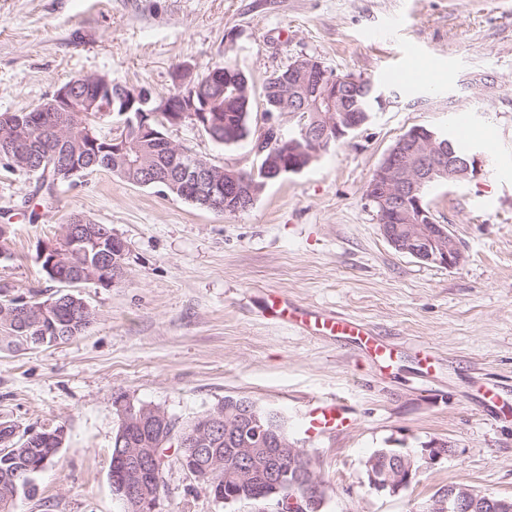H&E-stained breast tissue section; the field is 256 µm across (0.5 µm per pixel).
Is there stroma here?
<instances>
[{"label":"stroma","mask_w":512,"mask_h":512,"mask_svg":"<svg viewBox=\"0 0 512 512\" xmlns=\"http://www.w3.org/2000/svg\"><path fill=\"white\" fill-rule=\"evenodd\" d=\"M411 55L427 60L426 80L403 76ZM302 57L373 82L387 105L304 170L269 181L247 210H201L105 171L49 202L34 177L0 167V302L56 292L38 254L59 242L68 213L110 225L127 246L120 282L81 288L94 313L81 336L0 344V422L66 431L17 512H123L108 479L121 395L183 421L227 396L280 412L318 460L322 512H422L452 483L512 497V167L427 188L464 253L452 268L396 251L366 195L414 127L456 137L464 118L512 154V0H0V112L31 110L94 74L166 96L180 67L198 77L232 65L258 94ZM265 120L253 113L251 136L232 145L186 124L169 136L248 169ZM273 294L365 324L391 359L269 319ZM325 399L352 423L308 436L304 416ZM432 441L448 448L409 488L368 490L376 450L418 455ZM165 479L156 512H257L216 502L178 465Z\"/></svg>","instance_id":"stroma-1"}]
</instances>
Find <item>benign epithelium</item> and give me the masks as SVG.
Returning <instances> with one entry per match:
<instances>
[{"label":"benign epithelium","mask_w":512,"mask_h":512,"mask_svg":"<svg viewBox=\"0 0 512 512\" xmlns=\"http://www.w3.org/2000/svg\"><path fill=\"white\" fill-rule=\"evenodd\" d=\"M176 81L180 94L153 96L143 86H132L106 76L89 75L61 85L52 96L37 106L36 111L52 120L51 130L58 143L68 139L65 113L78 111L82 103L89 109L97 108L119 120L111 122L113 152H125L133 138L157 137L156 127H179L186 122L204 132H213L219 124L216 116H207L210 104L202 95L204 81L190 80L179 69ZM347 89L374 91V86L351 75L339 77L312 58H301L288 66V74L272 89L280 112L299 116L298 136L288 141V153L271 149L282 139L277 126L264 127L255 144L262 157L264 181H257V168L249 170L216 165L204 158L190 156L169 137H162L164 147L173 160H186L181 168L167 170L144 169L134 176L125 164L113 166L115 175L138 186H155L164 193H173L191 202L202 201L214 211L225 206L249 208L265 188L266 181L283 174L299 172L313 163L320 150L357 130L369 120V115L342 112L334 115L335 102ZM100 140L92 130L85 132L77 153L51 148L49 155L58 174L77 182L89 170L86 160L98 154ZM478 154L464 157L456 154L447 136L428 129H413L403 135L386 154L373 173L367 189V198L373 205L381 232L398 252L441 266L454 267L464 255L447 225L436 222L425 201L424 188L435 181H462L475 177L481 171ZM95 248L107 256L106 270L114 278L125 273L126 245L115 233L110 240L95 241ZM15 321H32L27 300L20 299L9 308ZM279 414L272 410L241 401L226 400L207 410L195 431L181 438L186 449L187 463L183 468L199 482L211 481L212 470L195 464L210 452L214 436L224 435L232 443V457L236 467L229 471L234 483L254 489L251 499L269 505L273 512H320L326 490L317 472L316 459L297 447L284 432L272 427ZM169 414L164 409L144 404L137 414V424L143 437L149 439V448H128L116 457L124 475L121 488L124 512H155L160 498V484L155 476L162 468L160 458L152 446L165 444L168 435L164 427ZM444 442L436 441L420 457L412 454L393 461L389 469H380L376 459L366 462V476L371 487L379 493L397 494L410 485L420 473L418 462L432 465L442 456ZM288 481L304 489L302 496H285L282 483ZM427 512H512V503L506 499L487 496L475 498L470 488L450 486L438 492L427 506Z\"/></svg>","instance_id":"benign-epithelium-1"}]
</instances>
